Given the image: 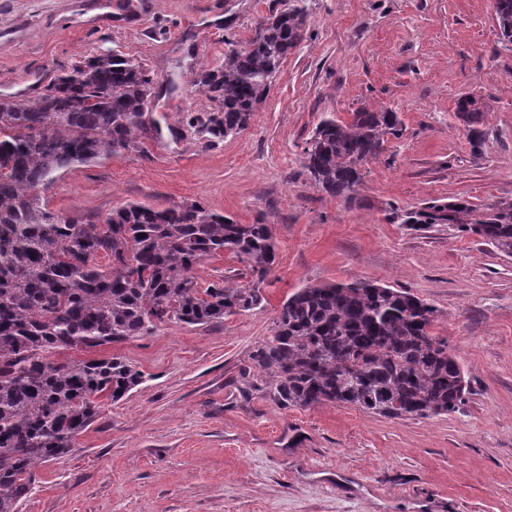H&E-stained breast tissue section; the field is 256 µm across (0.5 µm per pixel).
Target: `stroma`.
<instances>
[{
  "instance_id": "obj_1",
  "label": "stroma",
  "mask_w": 512,
  "mask_h": 512,
  "mask_svg": "<svg viewBox=\"0 0 512 512\" xmlns=\"http://www.w3.org/2000/svg\"><path fill=\"white\" fill-rule=\"evenodd\" d=\"M0 0V95L81 55L120 51L149 70L139 152L78 167L50 209L109 214L200 201L266 224L276 261L263 301L210 326L172 321L114 345L143 374L70 452L34 472L19 512H512V254L392 210L512 198V47L491 0H303L308 32L240 133L210 144L190 76L221 64L284 0ZM487 106L473 149L457 100ZM385 106L402 122L356 203L316 189L302 152L319 121ZM370 280L438 310L469 383L458 412L391 420L326 403L282 409L253 356L299 288Z\"/></svg>"
}]
</instances>
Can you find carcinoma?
I'll return each mask as SVG.
<instances>
[{"label": "carcinoma", "instance_id": "cac0c4a2", "mask_svg": "<svg viewBox=\"0 0 512 512\" xmlns=\"http://www.w3.org/2000/svg\"><path fill=\"white\" fill-rule=\"evenodd\" d=\"M493 11L501 43L512 46V0H493ZM257 30L190 79L210 103L194 121L211 141L248 126L304 40L307 13L288 6ZM151 83L139 62L109 51L57 70L34 97L0 98V512H18L35 468L70 451L103 401L143 381L123 355L68 359L62 351L119 344L170 321L217 323L259 305L272 272L269 225L240 224L200 201L127 202L93 218L53 211L41 197L77 166L141 148ZM456 114L479 149L484 104L461 97ZM400 131L398 114L384 107L360 108L347 121L325 117L305 142L304 168L318 190L353 202L361 170ZM392 215L410 230L446 224L512 253V199L434 200ZM225 252L244 265L250 285L201 287L195 268ZM436 314L388 285L305 286L283 303L254 360L283 409L329 402L389 419L448 415L464 405L469 381L448 341L429 333Z\"/></svg>", "mask_w": 512, "mask_h": 512}]
</instances>
